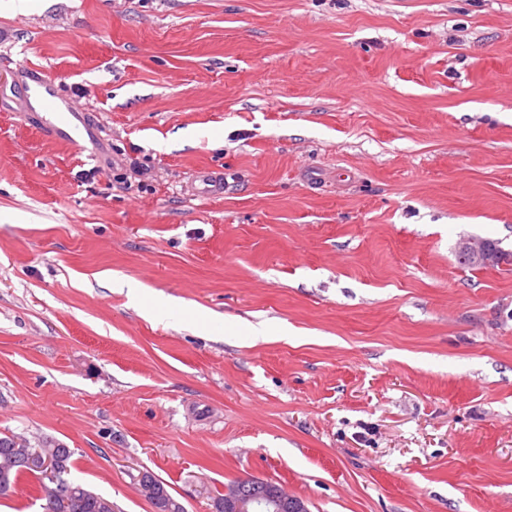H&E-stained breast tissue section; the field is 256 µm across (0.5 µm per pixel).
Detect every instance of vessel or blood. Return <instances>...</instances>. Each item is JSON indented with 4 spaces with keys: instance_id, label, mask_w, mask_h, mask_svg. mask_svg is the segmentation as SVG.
Wrapping results in <instances>:
<instances>
[{
    "instance_id": "1",
    "label": "vessel or blood",
    "mask_w": 512,
    "mask_h": 512,
    "mask_svg": "<svg viewBox=\"0 0 512 512\" xmlns=\"http://www.w3.org/2000/svg\"><path fill=\"white\" fill-rule=\"evenodd\" d=\"M0 70L11 74L29 73L25 85V104L41 122L45 134L81 155H93L96 150V130L83 105L56 94L53 81L44 68L20 59L0 62ZM194 190L202 196H216L224 191L222 172L202 168L193 176Z\"/></svg>"
}]
</instances>
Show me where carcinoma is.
Masks as SVG:
<instances>
[{"instance_id":"obj_1","label":"carcinoma","mask_w":512,"mask_h":512,"mask_svg":"<svg viewBox=\"0 0 512 512\" xmlns=\"http://www.w3.org/2000/svg\"><path fill=\"white\" fill-rule=\"evenodd\" d=\"M73 455V449L53 439H43L33 446L26 438L16 434L0 435V476L9 479L8 486L0 487V496L9 495L14 491L19 478L29 475L37 481L36 499L41 501V512H64L62 509L49 507L53 488L46 485L40 477L42 461L52 458L58 465L57 478L68 482L84 497V504L80 506L79 512H116L112 498L72 478ZM140 493L150 503L153 512H185L183 505L173 497L167 485L159 478L155 479L153 486L141 489Z\"/></svg>"}]
</instances>
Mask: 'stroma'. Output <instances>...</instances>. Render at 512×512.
I'll list each match as a JSON object with an SVG mask.
<instances>
[{
  "instance_id": "stroma-1",
  "label": "stroma",
  "mask_w": 512,
  "mask_h": 512,
  "mask_svg": "<svg viewBox=\"0 0 512 512\" xmlns=\"http://www.w3.org/2000/svg\"><path fill=\"white\" fill-rule=\"evenodd\" d=\"M1 54L102 144L0 77V433L120 512H512V265L455 257L512 252V0H0ZM1 69L14 76L20 72L32 74L25 84V104L41 122L44 133L80 155L95 154L96 130L90 113L82 104L63 98L53 89L52 78L42 66L20 59L2 60ZM224 174L212 168H202L193 175L194 190L202 196H216L224 192ZM485 240H487L493 247L499 246V242L495 239L485 238ZM485 240L471 237L459 239L456 244V252L463 260H465L461 261L457 255L459 263L469 268H498L502 265L499 263L501 258L509 252L503 250L501 247H498L495 251H490ZM472 261L485 262L490 265ZM154 477V487H139L141 495L150 503L153 512H185L183 505L173 497L167 485L155 475ZM235 481L221 493L211 496L212 505L224 503L223 512H309L305 501L279 487L268 486L263 480Z\"/></svg>"
}]
</instances>
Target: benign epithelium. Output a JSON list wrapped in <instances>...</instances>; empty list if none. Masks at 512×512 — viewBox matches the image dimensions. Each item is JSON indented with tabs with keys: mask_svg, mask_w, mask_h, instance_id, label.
<instances>
[{
	"mask_svg": "<svg viewBox=\"0 0 512 512\" xmlns=\"http://www.w3.org/2000/svg\"><path fill=\"white\" fill-rule=\"evenodd\" d=\"M457 254L464 260L487 264L501 260L507 251H491L483 239L461 238L456 244ZM213 512H309L305 501L288 494L279 487L267 485L258 479H244L224 489V509Z\"/></svg>",
	"mask_w": 512,
	"mask_h": 512,
	"instance_id": "obj_1",
	"label": "benign epithelium"
}]
</instances>
